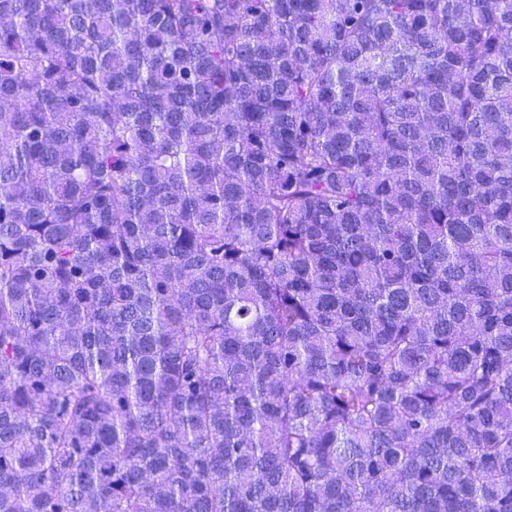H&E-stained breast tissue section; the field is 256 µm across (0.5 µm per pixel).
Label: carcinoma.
<instances>
[{
    "instance_id": "carcinoma-1",
    "label": "carcinoma",
    "mask_w": 512,
    "mask_h": 512,
    "mask_svg": "<svg viewBox=\"0 0 512 512\" xmlns=\"http://www.w3.org/2000/svg\"><path fill=\"white\" fill-rule=\"evenodd\" d=\"M0 512H512V0H0Z\"/></svg>"
}]
</instances>
